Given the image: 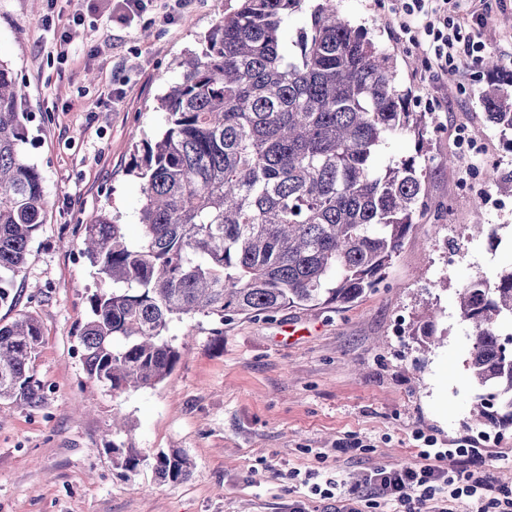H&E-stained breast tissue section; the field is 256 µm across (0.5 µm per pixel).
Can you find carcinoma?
I'll return each instance as SVG.
<instances>
[{"instance_id": "carcinoma-1", "label": "carcinoma", "mask_w": 512, "mask_h": 512, "mask_svg": "<svg viewBox=\"0 0 512 512\" xmlns=\"http://www.w3.org/2000/svg\"><path fill=\"white\" fill-rule=\"evenodd\" d=\"M303 0H236L183 62L180 82L159 99L166 128L135 145L142 232L126 238L103 212L84 225L83 255L112 283L89 298L79 347L88 380L118 395L151 388L181 359L165 339L174 320L272 319L288 307H342L382 278L424 206L423 171L404 160L380 171L379 148L422 134L426 115L406 110L392 57L354 27L336 0H319L290 52L281 28ZM26 96L0 61V303L24 268L44 224L38 168L23 156ZM490 122L512 131V93L482 94ZM471 328L469 369L486 390L480 417L512 425V271L477 279L460 293ZM38 318L0 326V402L42 408L34 362ZM116 467L144 461L129 444L106 448ZM161 483L193 473L179 450L159 451Z\"/></svg>"}]
</instances>
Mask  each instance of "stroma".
Masks as SVG:
<instances>
[{"instance_id": "1", "label": "stroma", "mask_w": 512, "mask_h": 512, "mask_svg": "<svg viewBox=\"0 0 512 512\" xmlns=\"http://www.w3.org/2000/svg\"><path fill=\"white\" fill-rule=\"evenodd\" d=\"M390 54L408 109L432 114L423 139H389L379 167L415 159L425 206L381 282L342 308L288 307L275 318L235 317L214 345L216 321L172 322L181 360L152 388L112 395L87 380L78 335L88 297L101 281L81 253L83 224L113 216L128 239L141 233L133 150L164 124L158 98L181 78L179 62L224 16L225 0H149L132 22L113 20L106 0H0V59L25 86L29 144L48 196L46 220L29 245L0 325L35 315L43 341L35 371L43 408L0 405V512H334L313 486H363L373 470L416 462L421 448L473 443L494 489H512V426L477 420L479 388L468 361L460 288L512 270V204L485 206L481 190L512 193V147L487 118L481 93L512 76V0H459L448 20L494 55L430 66V39L404 32L403 0H337ZM82 24L67 58L54 32ZM482 147L459 152V128ZM496 182H488L489 170ZM439 314V346L417 337L429 309ZM402 335H393L396 316ZM295 336H288V329ZM126 417L145 459L116 468L105 443L114 415ZM494 432L496 444L485 447ZM180 450L192 476L160 484L157 451Z\"/></svg>"}]
</instances>
